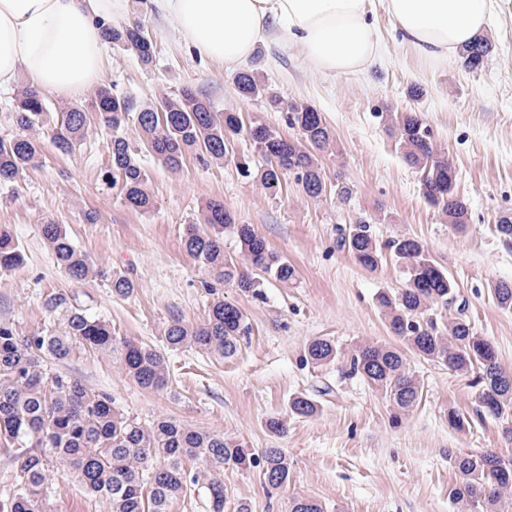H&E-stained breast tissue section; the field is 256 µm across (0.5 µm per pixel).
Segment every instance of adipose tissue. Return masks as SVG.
Wrapping results in <instances>:
<instances>
[{
	"label": "adipose tissue",
	"mask_w": 512,
	"mask_h": 512,
	"mask_svg": "<svg viewBox=\"0 0 512 512\" xmlns=\"http://www.w3.org/2000/svg\"><path fill=\"white\" fill-rule=\"evenodd\" d=\"M502 0H145L174 24L204 60L233 67L280 36L321 72L356 74L381 58L371 20L382 10L420 55L445 60L488 33ZM127 0H0V92L19 80L71 98L104 73L103 24L124 16Z\"/></svg>",
	"instance_id": "ef3b65f1"
}]
</instances>
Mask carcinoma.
I'll list each match as a JSON object with an SVG mask.
<instances>
[{"label":"carcinoma","instance_id":"carcinoma-1","mask_svg":"<svg viewBox=\"0 0 512 512\" xmlns=\"http://www.w3.org/2000/svg\"><path fill=\"white\" fill-rule=\"evenodd\" d=\"M102 38L136 54L149 66L155 49L145 24L136 20L125 25H102ZM493 51L490 40L476 38L460 51L465 68L480 69ZM238 94L257 98L264 93L258 73L243 69L235 75ZM287 112L299 137L286 139L259 120L244 127L237 112L221 115L212 111L205 99L189 88L165 97L160 105H147L136 114L141 146L171 171L181 168L186 152L194 147L214 159L229 154L231 141L247 131L256 151L266 164L254 168L250 159L236 161L239 173L259 182L270 195L282 190L283 178L294 173L305 193L319 196L325 182L316 152L328 149L333 132L321 113L307 102L273 100ZM132 102L112 93L111 86H99L89 108L67 106L61 109V123L52 131V140L61 151L72 148L84 137L92 111L98 126L110 132L109 177L120 186L128 206L147 211L152 201L146 190L147 174L141 166L139 150L123 134ZM16 124L22 133L0 139V184L15 183L41 151V141L33 134L43 124L47 112L42 96L24 88L13 102ZM378 117L396 135L405 160L423 170L421 191L450 224L468 223L469 205L457 191L456 168L434 148L431 129L417 112L381 111ZM237 237L241 258L224 252V233ZM42 234L57 263L71 278L82 281L104 276L89 257L78 250L59 224L42 225ZM338 243L363 267L375 270L386 256L404 268L405 287L395 295L382 293L377 301L391 332L404 345H365L350 356L349 373L359 375L368 385L382 392L398 410L417 402L419 381L407 371L406 353L448 367L471 377L478 390L479 417H492L512 424V373L500 363L494 347L478 335L464 316L458 284L429 251L417 240L399 237L381 245L370 225L363 222L338 229ZM186 251L214 275L217 283H232L240 292L264 298V280L286 283L295 279V268L282 254L270 248L250 224L236 223L235 216L221 203H211L201 224L185 228ZM23 261L19 244L10 229L0 225V272H7ZM112 295L127 297L134 282L112 273ZM498 306L512 310V282L493 286ZM51 312L63 317V328L21 336L10 322H0V455L14 459L16 467L6 497L0 498V512H52L47 487L50 468L56 466L74 478L90 494L105 501L108 512H170L173 501L187 492L186 462L203 459L213 470L225 466L241 469L260 467L262 483L278 488L288 482L291 463L281 448H266L260 458L220 433L193 429L170 418L160 417L145 427L112 406V398L94 392L81 381L62 374H49L44 357L66 359L80 351L110 353L117 339L112 326L89 316L64 294L45 301ZM457 308V314L442 322V311ZM251 327L243 312L219 297L211 304L207 318L195 327L180 319L165 331L170 349L195 348L225 358L237 351L240 339ZM341 351L331 341L316 338L307 345V358L314 365L337 360ZM121 369L139 386L152 391L168 388V364L164 354L148 345L122 342ZM290 410L310 416L316 403L297 396ZM451 466L459 475L448 496L456 505L491 512L507 490H512V458H502L489 450L449 453ZM213 512H224V482L207 478Z\"/></svg>","mask_w":512,"mask_h":512}]
</instances>
